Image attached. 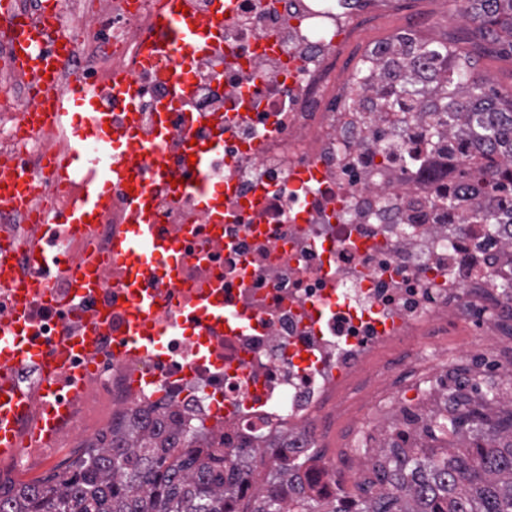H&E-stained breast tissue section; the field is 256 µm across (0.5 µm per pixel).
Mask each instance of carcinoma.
Listing matches in <instances>:
<instances>
[{"label": "carcinoma", "mask_w": 512, "mask_h": 512, "mask_svg": "<svg viewBox=\"0 0 512 512\" xmlns=\"http://www.w3.org/2000/svg\"><path fill=\"white\" fill-rule=\"evenodd\" d=\"M467 18L502 39L512 51V0H462ZM444 74V96L412 109L410 85L388 87L390 106L424 113L437 142L445 127L472 125L475 151L468 162L487 174L486 192L512 193V103L498 107L485 92L488 79L474 73L460 49L429 50ZM472 221L489 232L512 224V206L474 210ZM509 429L494 432L473 452L447 448L441 455L397 457L379 479L375 496L358 512H512V409ZM146 435L129 442L118 432L78 456L60 472L20 485L0 480V512H322L302 488L272 486L247 501L224 499V483L241 479L231 454L205 448L146 414Z\"/></svg>", "instance_id": "obj_1"}]
</instances>
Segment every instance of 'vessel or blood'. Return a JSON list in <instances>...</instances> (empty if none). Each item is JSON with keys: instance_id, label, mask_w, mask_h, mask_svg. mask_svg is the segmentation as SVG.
<instances>
[{"instance_id": "vessel-or-blood-1", "label": "vessel or blood", "mask_w": 512, "mask_h": 512, "mask_svg": "<svg viewBox=\"0 0 512 512\" xmlns=\"http://www.w3.org/2000/svg\"><path fill=\"white\" fill-rule=\"evenodd\" d=\"M17 0H0V64L15 74L26 77L43 100L51 101L53 112L47 120L34 122L29 111L16 113V123L42 135H60L68 142L67 150L58 155L57 164L73 169L76 177L67 189L69 205L60 209L63 223L82 224L87 216H104L111 200L102 189L129 181L132 173L124 163L126 155H137L144 171H151L162 159L165 144L175 139L176 131L159 124L147 135H132L125 127L112 123V105L125 101L128 93L122 75H113L108 85L98 86L73 73L76 49L63 26V0H35L36 14H18ZM194 0H161L155 22L142 38L144 58L170 79L182 101L192 96L185 54L194 51L209 58L224 56V26L227 22L224 0H214L204 28L190 26L185 12ZM84 114L82 124L69 123L72 111ZM209 151L195 152L194 162H181L172 171L182 190L197 199L208 196ZM38 169L24 160L15 159L10 170L0 176V213L26 215L32 200ZM129 215L134 219L126 235L117 239L113 253L118 262L138 264L157 250L153 223L139 200H131ZM150 308L142 302L130 307V344H138L144 326L149 322ZM18 330H0V455L18 452L14 429L16 418L25 409L26 396L3 372L7 368L37 360L40 350L26 334V315H19Z\"/></svg>"}]
</instances>
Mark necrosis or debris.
Listing matches in <instances>:
<instances>
[{"mask_svg": "<svg viewBox=\"0 0 512 512\" xmlns=\"http://www.w3.org/2000/svg\"><path fill=\"white\" fill-rule=\"evenodd\" d=\"M381 5L228 0L223 67L192 59L193 97L166 116L177 130L187 108L223 117L212 167L224 221L213 223L193 197L172 201L161 175L149 176L160 248L137 272L153 301L154 351L120 347L130 301L118 290L126 269L109 258L129 222L125 192L83 233L58 225L54 250L42 254L45 268L60 253L94 259L98 287L76 290L57 276L19 304L0 281V324L27 310L47 350L43 365L11 372L30 399L14 465L69 438L88 448L115 432L137 438L148 413L225 448L236 465L264 454L316 502L348 503L394 452L413 453L424 431L447 437L473 391L512 405V302L501 293L512 281V231L490 234L470 219L473 204L499 201L483 194L482 176L460 175L472 147L463 127L435 148L419 113L381 108L388 84L411 82L423 100L443 87L423 56L381 69L393 46L368 40L361 25ZM158 7L112 0L101 13L108 38L77 34L94 79L121 73L141 89L112 120L144 134L172 96L141 61ZM353 47V69H338ZM16 153L36 164L56 147L0 133V161ZM447 188L460 198L452 210L436 199ZM40 234L37 224H0L13 276L34 275L24 243ZM48 380L62 415L43 439ZM326 420L350 434L343 457L314 452ZM298 457L303 466L289 468Z\"/></svg>", "mask_w": 512, "mask_h": 512, "instance_id": "obj_1", "label": "necrosis or debris"}]
</instances>
